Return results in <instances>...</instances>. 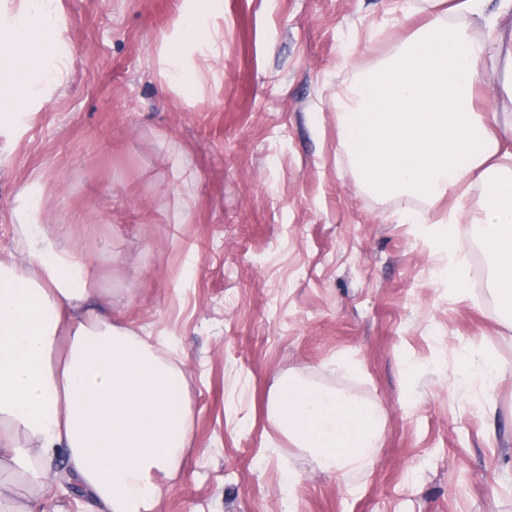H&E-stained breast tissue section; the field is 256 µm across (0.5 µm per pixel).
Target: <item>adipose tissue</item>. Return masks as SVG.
I'll use <instances>...</instances> for the list:
<instances>
[{
    "label": "adipose tissue",
    "mask_w": 512,
    "mask_h": 512,
    "mask_svg": "<svg viewBox=\"0 0 512 512\" xmlns=\"http://www.w3.org/2000/svg\"><path fill=\"white\" fill-rule=\"evenodd\" d=\"M185 2L161 64L187 102L220 63L212 19L224 3ZM503 59L512 64V0H458L370 73L351 65L336 121L366 187L449 201L426 228L448 258L446 287L466 293L479 243L496 308L512 325V122L475 104L483 73ZM68 77L60 0H20L0 15V129L50 104ZM46 203L40 178L16 193L12 246L0 255V512H60L62 481L86 512H156L162 490L152 474L175 470L191 435L183 371L170 337L113 321L101 255L85 253L67 225L39 221ZM267 416L328 473L368 468L383 442L378 403L295 379L276 382Z\"/></svg>",
    "instance_id": "ef3b65f1"
}]
</instances>
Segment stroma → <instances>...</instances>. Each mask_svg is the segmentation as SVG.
<instances>
[{
    "label": "stroma",
    "instance_id": "35a3bbf8",
    "mask_svg": "<svg viewBox=\"0 0 512 512\" xmlns=\"http://www.w3.org/2000/svg\"><path fill=\"white\" fill-rule=\"evenodd\" d=\"M180 2L61 0L71 80L0 130V248L18 187L41 174L50 217L111 251L113 318L176 338L192 437L154 476L160 512H512V329L486 265L448 292L447 258L397 221L443 207L366 189L336 124L347 63L372 69L431 12L224 0L219 68L185 104L160 63ZM186 197L189 223H169ZM479 356L504 376L464 375ZM289 376L382 406L371 467L325 473L276 429L268 393Z\"/></svg>",
    "mask_w": 512,
    "mask_h": 512
}]
</instances>
